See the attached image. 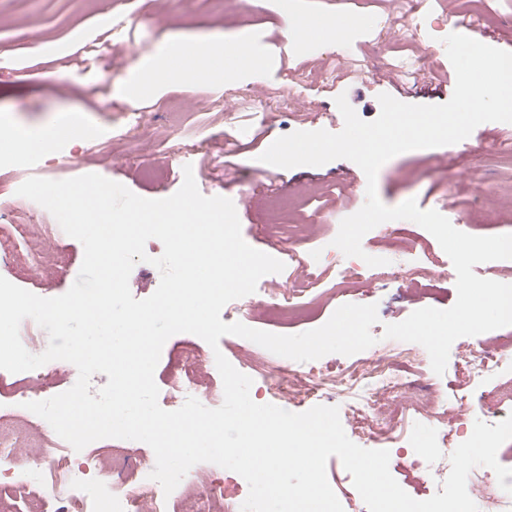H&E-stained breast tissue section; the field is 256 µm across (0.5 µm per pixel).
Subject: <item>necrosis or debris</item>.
Returning <instances> with one entry per match:
<instances>
[{"label":"necrosis or debris","mask_w":512,"mask_h":512,"mask_svg":"<svg viewBox=\"0 0 512 512\" xmlns=\"http://www.w3.org/2000/svg\"><path fill=\"white\" fill-rule=\"evenodd\" d=\"M400 358L419 362L423 352L396 341L357 359L339 373H323L315 380L301 375L282 379L273 394L297 407L323 397L349 394L359 412L381 411L385 401L395 395L423 404L427 411L436 410L441 401L433 388L392 372L393 362ZM194 364V369L175 378L177 398L201 391L211 406H220L223 387L213 382L209 362L198 355ZM465 364L478 380L490 372H501L497 402L512 409V360L477 345L469 351ZM28 448L39 449L41 459L40 474L31 482L12 474L18 455ZM154 467V462L126 457L109 467L89 461L75 463L70 454L43 448L41 441L20 431L15 415L0 414V478L11 477L15 492L27 498V512H172L170 501L159 492V483L150 478Z\"/></svg>","instance_id":"1"}]
</instances>
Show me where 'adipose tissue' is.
<instances>
[{"mask_svg":"<svg viewBox=\"0 0 512 512\" xmlns=\"http://www.w3.org/2000/svg\"><path fill=\"white\" fill-rule=\"evenodd\" d=\"M180 61V74L193 77L201 83H212L224 78V43L220 40L191 42L176 39L163 44L151 56L136 60L129 77L118 92L125 98L149 97L158 90V79L169 74L172 61Z\"/></svg>","mask_w":512,"mask_h":512,"instance_id":"1","label":"adipose tissue"}]
</instances>
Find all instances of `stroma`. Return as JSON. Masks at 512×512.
Returning a JSON list of instances; mask_svg holds the SVG:
<instances>
[{"mask_svg":"<svg viewBox=\"0 0 512 512\" xmlns=\"http://www.w3.org/2000/svg\"><path fill=\"white\" fill-rule=\"evenodd\" d=\"M294 12L305 18L343 15L359 9L355 0H292ZM365 23L347 30L346 44L315 35L298 37L283 22L282 0H0V128H21L45 133L66 123H81L91 135L80 142L51 143L35 156L0 159V214L12 223H28L29 212L16 211L17 188L29 177L62 180L96 173L123 184L148 199L173 195L181 187L185 165H192L199 191L206 196L230 198L237 210L244 240L252 247L277 253L285 269L266 275L259 290L249 295L243 324L276 334H299L322 326L341 305L376 304L378 323L371 332L382 337L385 325L406 319L413 311L447 309L457 299L456 272L437 240L409 220L382 223L362 239L372 256L424 266L438 262L442 274L436 293L424 292L411 280L377 278L376 268L365 267L357 282L333 291L340 267L349 262L332 244L343 218L357 212L366 198L367 180L352 161L337 159L319 167L283 169L260 162L259 156L279 136L297 130L341 131L343 117L335 99L346 95L364 120L380 113L379 94L393 93V79L403 66L420 65L442 77L449 59L441 40L448 35L449 18L494 29L493 47L512 51V0H422L423 11L433 12L441 26L405 37L398 22V0H370L361 7ZM109 14L121 25L129 56H111L110 25L99 24ZM88 35L72 40L76 29ZM223 37L259 57L261 64L245 68L232 60L218 85L190 77L164 83L154 96L123 100L111 94L122 82L133 60L154 52L175 38ZM65 41L66 56L41 53L40 43ZM262 108L250 107V99ZM247 128L251 134L240 144L228 135ZM512 123L487 122L463 141L442 148L413 150L390 159L377 175V193L387 206L416 199L420 208L434 209L455 228L476 236L512 234ZM447 155V166L437 158ZM11 262L0 264V276L44 298L67 292L84 256L82 244L71 237L57 241L60 262L44 257L43 241L31 238L9 243ZM313 277L319 290L311 315L279 325L265 320L260 291L276 288L291 277ZM457 339L444 374L430 365L402 359L394 368L403 377L434 385L446 401L439 415L410 406L403 397L387 401L385 416L419 439L447 450L467 440L475 420L494 424L507 410L495 401L475 400L478 389L497 383L488 375L472 383L462 361L471 345ZM193 345L204 354L211 347L189 333L171 336L165 343L154 379L167 391L178 372L176 353ZM232 365L257 362L250 396L259 404L271 403L267 391L272 369L307 374L312 365L271 353L235 335L220 339L219 347ZM77 370L62 371L45 364L33 371L27 387L20 376L0 370V409L19 411L12 392L25 396H54L68 390ZM341 408L342 426L355 444L366 449L385 447L377 440L379 423L373 416L346 413L345 397L330 398ZM470 413L459 419L460 404ZM389 469L413 498L434 495L437 483L426 468L409 466L410 452L393 447Z\"/></svg>","mask_w":512,"mask_h":512,"instance_id":"stroma-1","label":"stroma"}]
</instances>
